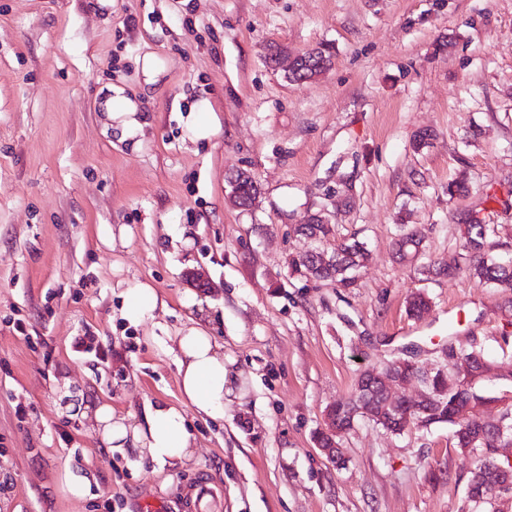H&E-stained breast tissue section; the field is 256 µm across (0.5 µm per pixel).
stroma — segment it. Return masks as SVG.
Instances as JSON below:
<instances>
[{
    "mask_svg": "<svg viewBox=\"0 0 512 512\" xmlns=\"http://www.w3.org/2000/svg\"><path fill=\"white\" fill-rule=\"evenodd\" d=\"M322 44L332 64L304 84L265 62ZM113 86L139 105L135 141L102 130ZM197 98L217 129L195 144ZM240 172L259 184L248 207L230 200ZM317 212L325 251L369 253L352 288L291 273ZM472 221L512 263V0H0V512H146L203 479L207 512H461L473 461L448 425L359 421L340 467L315 436L366 369L450 345L512 358V295L461 256ZM406 228L425 235L411 265ZM431 262L456 272L422 275ZM138 282L160 303L135 322ZM191 298L224 349L223 419L187 412L197 448L164 468L104 448L98 405H181L168 338ZM184 117V126L193 142L209 139L215 131V112L212 103L201 100L192 103Z\"/></svg>",
    "mask_w": 512,
    "mask_h": 512,
    "instance_id": "1",
    "label": "stroma"
}]
</instances>
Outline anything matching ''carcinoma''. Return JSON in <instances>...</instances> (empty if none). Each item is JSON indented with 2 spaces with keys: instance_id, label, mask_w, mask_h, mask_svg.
Instances as JSON below:
<instances>
[{
  "instance_id": "cac0c4a2",
  "label": "carcinoma",
  "mask_w": 512,
  "mask_h": 512,
  "mask_svg": "<svg viewBox=\"0 0 512 512\" xmlns=\"http://www.w3.org/2000/svg\"><path fill=\"white\" fill-rule=\"evenodd\" d=\"M331 50L327 46H320L303 52L295 60V66L288 73L290 82L304 83L315 79L329 69L331 64ZM231 191L241 199L240 205L247 206L258 194V186L254 179L244 172L237 174L230 180ZM302 235L312 240H322L331 233V225L320 223L315 216L305 224L300 225ZM489 225L474 222L465 225V244L470 270L479 280L492 283L503 291L512 289V266L505 267L486 258ZM423 244V236L417 230H410L401 235L398 240V254L412 252ZM367 260V251L364 245L354 242L336 248L331 254L323 251H310L305 255L292 260L293 274L315 281H330L340 288H350L354 284L352 272L362 267ZM430 305V299L422 292L412 294L408 301V313L413 318L423 317ZM468 364L455 362L453 345H448L445 353L448 367L462 370L467 367L470 375L478 379H504L512 381V367L498 366L488 360L482 350L472 349L467 353ZM402 373L414 379L428 383L434 389H440L442 380L440 371L427 372L420 365L405 366ZM360 397L368 408L370 416L367 420L383 429L399 433L407 426H430L446 423L452 427L454 445L462 451L476 457L471 481L479 483L484 480L482 467L492 463L501 467L502 471L512 474V461L498 453L500 443L495 434L486 426L484 409L487 405L503 403L500 419L503 425L512 429V402L506 403L498 397H488L475 387L466 390L451 391L441 395L438 405L427 409V412L413 417L410 422L403 421L406 410L396 413L384 403L382 385L371 383L361 391ZM364 418V415H352L349 403L336 402V432L325 430L316 435V443L320 448H333L342 434L352 429L354 423Z\"/></svg>"
}]
</instances>
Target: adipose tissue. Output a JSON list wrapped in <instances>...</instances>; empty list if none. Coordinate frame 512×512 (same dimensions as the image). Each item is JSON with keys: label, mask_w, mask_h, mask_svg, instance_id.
Masks as SVG:
<instances>
[{"label": "adipose tissue", "mask_w": 512, "mask_h": 512, "mask_svg": "<svg viewBox=\"0 0 512 512\" xmlns=\"http://www.w3.org/2000/svg\"><path fill=\"white\" fill-rule=\"evenodd\" d=\"M108 124L120 127L127 138L141 129L139 106L123 88H112L101 105ZM170 350L176 358L181 406L148 405L141 420L119 416L107 405L94 411L96 433L102 444L115 450L132 449L140 460L163 467L191 458L195 438L186 426L184 408L211 419L224 416V353L201 323L172 337Z\"/></svg>", "instance_id": "adipose-tissue-1"}]
</instances>
